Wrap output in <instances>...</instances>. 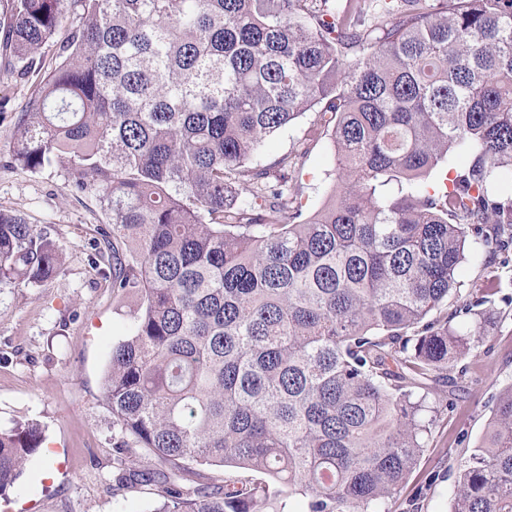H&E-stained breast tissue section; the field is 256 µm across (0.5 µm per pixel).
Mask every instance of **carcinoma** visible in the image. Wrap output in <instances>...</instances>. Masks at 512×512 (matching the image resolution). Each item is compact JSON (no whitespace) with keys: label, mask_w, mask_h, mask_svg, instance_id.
Instances as JSON below:
<instances>
[{"label":"carcinoma","mask_w":512,"mask_h":512,"mask_svg":"<svg viewBox=\"0 0 512 512\" xmlns=\"http://www.w3.org/2000/svg\"><path fill=\"white\" fill-rule=\"evenodd\" d=\"M62 59L17 120L11 160L64 169L112 223L91 263L137 298L104 399L129 467L170 470L156 512H382L433 419L415 389L492 318L457 290L471 241L509 244L512 0H0V50L27 66L69 14ZM331 130L339 192L304 222L290 155L251 163L293 120ZM457 152L466 162L432 185ZM0 210V288L61 268ZM43 443L0 428V495ZM268 474L215 482L189 464ZM451 512H512V385L461 463Z\"/></svg>","instance_id":"cac0c4a2"}]
</instances>
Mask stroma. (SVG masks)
<instances>
[{
  "label": "stroma",
  "instance_id": "35a3bbf8",
  "mask_svg": "<svg viewBox=\"0 0 512 512\" xmlns=\"http://www.w3.org/2000/svg\"><path fill=\"white\" fill-rule=\"evenodd\" d=\"M63 24L56 39L37 54L28 73L0 57V209L23 216L55 243L62 270L32 288H0V426L34 422L45 439L43 451L26 461L15 485L0 497V512H156L163 499L158 484L112 491L117 459L112 413L103 379L114 343L129 332V307H116L112 290L89 265L91 245L110 216L96 192L68 186L61 168L39 172L12 164L17 117L58 60ZM305 113L253 159L264 166L274 157L294 158L289 182L301 195L305 214L330 199L339 184L329 136L310 133ZM457 279L459 299L498 288L495 323L465 359V372L450 368L447 379L428 382L423 394L434 412L426 448L386 512H450L457 466L467 450L481 444L499 393L512 385V248L488 255L470 244Z\"/></svg>",
  "mask_w": 512,
  "mask_h": 512
}]
</instances>
